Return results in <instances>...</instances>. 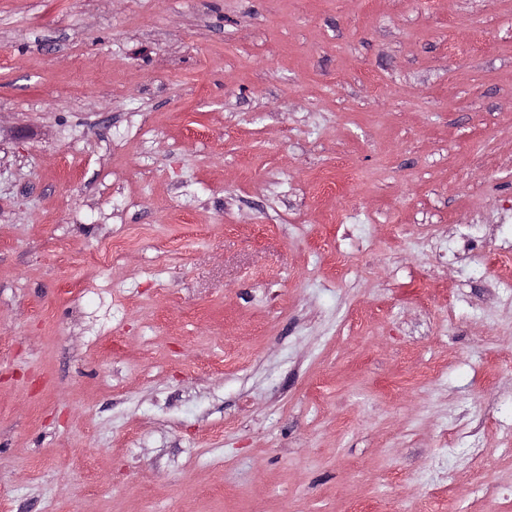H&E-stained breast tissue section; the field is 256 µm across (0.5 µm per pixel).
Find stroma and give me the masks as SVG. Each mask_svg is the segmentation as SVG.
I'll return each mask as SVG.
<instances>
[{
  "label": "stroma",
  "instance_id": "35a3bbf8",
  "mask_svg": "<svg viewBox=\"0 0 512 512\" xmlns=\"http://www.w3.org/2000/svg\"><path fill=\"white\" fill-rule=\"evenodd\" d=\"M510 238L512 0H0V512H512Z\"/></svg>",
  "mask_w": 512,
  "mask_h": 512
}]
</instances>
